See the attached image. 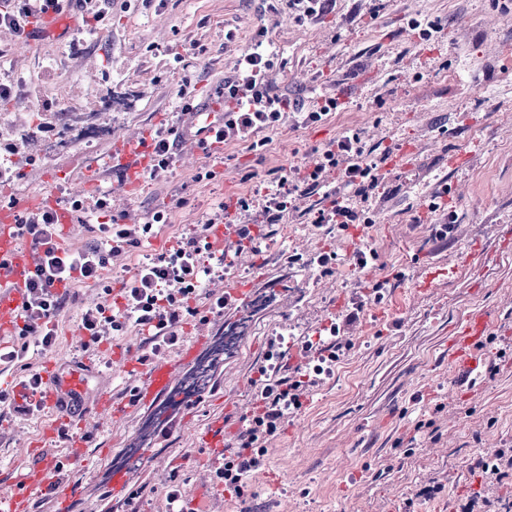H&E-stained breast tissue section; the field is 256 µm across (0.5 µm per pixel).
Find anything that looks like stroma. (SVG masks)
<instances>
[{"mask_svg":"<svg viewBox=\"0 0 512 512\" xmlns=\"http://www.w3.org/2000/svg\"><path fill=\"white\" fill-rule=\"evenodd\" d=\"M75 25L55 35L24 38L0 29V82L14 85L0 102V154L10 178L0 181V207L44 193L60 203L87 192H109L132 224L170 203L169 224L129 248L104 272L103 285L76 284L56 320L51 352L33 355L42 376L69 373L74 361L94 357L84 404L99 393L126 400L138 381L115 373V356L148 355L137 328L88 348L83 311L101 300L102 286L120 298L141 263L192 232L228 198L264 190L270 181L311 167L346 130L362 133L367 159L381 179L367 205L374 222L358 234L310 224L306 212L320 195L298 197L279 224L263 227L253 262L214 278L248 290L241 308L191 321L181 341L205 337L203 353L225 338L233 343L204 389L174 406H141L122 421L88 417L68 437L50 428L43 411L0 412V493L37 454L65 462L60 488L79 512H160L170 483L186 492L202 482L197 467L209 453L196 436L223 417L226 399L255 397L252 381L266 362L265 339L298 346L329 323H340L351 347L308 404L267 443L266 466L280 480L256 474L246 504L252 512H503L512 505V469L504 476L473 470L484 451L512 448V338L485 342L502 372L483 386L455 389L448 378V342L475 311L512 326V0H333L328 11L299 23L284 0H112V21L99 37ZM430 22V38L412 20ZM274 42L272 93L300 111L324 98L340 110L313 125L287 115L264 131V147L227 145L204 153L194 139L200 124L178 114L181 89L201 111L222 109L219 94L237 58L255 41ZM195 54H188V47ZM63 99L66 114L48 115L33 141L24 135L32 103L45 88ZM111 96L99 121L113 136L176 128L177 162L157 179L138 174L126 187L118 172L82 188L86 170L112 146L111 138L60 148L62 123L80 127L94 101ZM447 189L455 228L447 244L432 239L441 212L428 204ZM376 258L356 269V244ZM332 252L330 273L310 259ZM403 279H391L392 270ZM388 280L381 302L348 314L369 286ZM432 389L434 406L417 401ZM83 450L71 457L74 441Z\"/></svg>","mask_w":512,"mask_h":512,"instance_id":"stroma-1","label":"stroma"}]
</instances>
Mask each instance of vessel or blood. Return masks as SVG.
<instances>
[{
	"label": "vessel or blood",
	"mask_w": 512,
	"mask_h": 512,
	"mask_svg": "<svg viewBox=\"0 0 512 512\" xmlns=\"http://www.w3.org/2000/svg\"><path fill=\"white\" fill-rule=\"evenodd\" d=\"M152 154V142L144 137L137 141L115 140L109 152L95 161L85 176L87 181H95L103 171L120 170L128 177H136L146 168ZM41 205L54 209L60 224H72L71 213L59 205L56 197L39 196L37 201H24L8 208H0V343L12 335L22 324L20 313L27 301V279L33 265L30 250L17 246V217L20 212ZM241 239V227L237 224L225 225L221 235L215 240L216 248L223 250L227 263H235L238 258L237 247ZM494 319L490 314L479 311L474 313L453 337L448 353V373L452 383L458 387L474 388L480 383L491 363L483 350ZM203 339H196L183 347L177 358H159L148 370H140L137 362L128 360L124 371L138 372L139 384L128 400L117 403L111 395H100L95 410L111 414L113 419H121L134 408L155 402L169 392L171 382L179 369L191 362L197 351L203 346ZM96 363L92 358H84L77 370L50 384L44 398V404L56 419L75 421L76 416L69 412V396L81 393L84 378L94 371ZM229 422L219 419L199 435L203 447L211 452V470H218L222 463L224 438L229 433ZM57 460L45 457L28 467L14 482L12 488L0 495V503L5 509L1 512H28L29 493L38 484L43 483L55 471ZM222 488L214 479H207L195 494L181 496V512H202L201 500L205 497L221 498Z\"/></svg>",
	"instance_id": "obj_1"
}]
</instances>
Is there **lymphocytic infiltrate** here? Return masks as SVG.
<instances>
[{"mask_svg":"<svg viewBox=\"0 0 512 512\" xmlns=\"http://www.w3.org/2000/svg\"><path fill=\"white\" fill-rule=\"evenodd\" d=\"M57 0H11L0 9V27L25 35L28 26L37 23L41 13L55 6ZM272 45L256 43L241 54L234 76L224 81V121L212 135L205 137L202 148L231 143L261 147L259 133L277 127L289 108L287 98L273 94L266 75L273 65ZM365 145L359 131L349 130L320 154L311 170L293 179L280 178L268 187L260 203L245 197L230 203H219L202 224L188 236L180 238L176 247L158 254L142 264L122 302L104 299L85 310L81 328L89 344L96 345L109 336L135 326L146 337L152 352L174 346L179 341L177 328L187 318L197 316L192 299L200 296L211 275L224 266V255L212 251L209 238L218 224L237 223L243 213L256 210L265 224H276L287 216L295 193L328 194V171L341 173L342 184L360 197H368L379 181L378 166L365 162ZM75 212H85L100 225L103 241L78 248H65L59 243L60 227L53 210L23 215L18 233L41 246L42 252L27 282L28 297L21 313L22 326L17 330L20 344L0 349V366L24 365L31 347L50 352L56 341L54 322L70 301L74 283H100L103 271L125 249L151 238L155 227L168 223L170 212L158 209L141 224L121 222L114 215L108 193H100L93 205L83 199L69 202ZM350 344L340 334L338 325H330L315 337H305L302 351L308 356L306 365L297 368L295 376L271 377L267 368H259L254 385L262 404L243 429L237 431L225 446L224 468L216 479L236 499L248 495L251 477L261 470L266 443L281 431L290 414L300 410L317 387L326 365L336 363ZM23 396L0 388V407L27 415L40 411L39 398L46 384L37 371H29L21 381Z\"/></svg>","mask_w":512,"mask_h":512,"instance_id":"obj_1","label":"lymphocytic infiltrate"}]
</instances>
